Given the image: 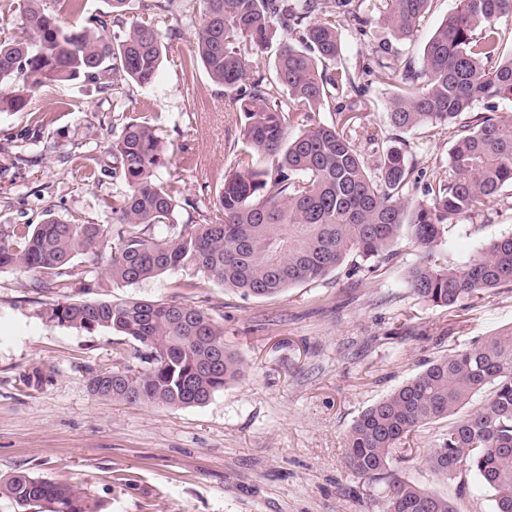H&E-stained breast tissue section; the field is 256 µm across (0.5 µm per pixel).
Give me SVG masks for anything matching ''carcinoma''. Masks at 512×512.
<instances>
[{
	"instance_id": "obj_1",
	"label": "carcinoma",
	"mask_w": 512,
	"mask_h": 512,
	"mask_svg": "<svg viewBox=\"0 0 512 512\" xmlns=\"http://www.w3.org/2000/svg\"><path fill=\"white\" fill-rule=\"evenodd\" d=\"M24 0L20 31L0 41V110L24 109L45 88L83 77L104 91L131 80L154 83L163 53L161 12H200L193 59L224 87L228 111L238 114L241 143L227 142L234 168L224 173L215 213L178 225L184 187L156 172L172 156L151 120H131L112 140V223L75 224L48 217L16 225L0 238V269L33 273L35 288H55L63 299L42 315L59 326L107 330L136 343L140 365L89 375L93 394L126 404L169 408L200 406L242 376L240 360L224 344V328L207 311L184 302L144 299H72L98 281L90 264L103 245L111 257L104 275L124 288L167 272H190L245 297L271 298L325 278L350 256H389L405 240L422 251L408 271L414 293L453 307L493 288H512V236L497 239L468 260L450 264L447 225L483 213L512 188V121L478 119L448 148V179H437L427 199H408L414 169L391 146L368 172L357 129L379 142L382 130L361 124L371 106L365 75L374 72L396 88L387 109L393 127L451 126L479 100H512V52L502 21L512 0H458L427 42L420 67L400 68L384 49L352 71L337 65L341 16L362 32L371 18L354 0H155L112 41L108 23L89 18L65 24L81 0ZM432 0H386L383 21L399 39L414 35ZM288 35L276 56V77L259 67L275 27ZM334 108L330 125L312 123L288 137L301 112ZM168 236L156 239L155 231ZM83 255L88 263L74 258ZM481 404L448 426L424 464L448 479L472 474L489 490L495 512H512V326L481 343L433 361L376 404L347 434V462L362 478L378 479L419 428L455 415L476 397ZM0 494L27 510L98 512L83 489L26 472L0 478ZM383 512H455L447 499L395 478Z\"/></svg>"
}]
</instances>
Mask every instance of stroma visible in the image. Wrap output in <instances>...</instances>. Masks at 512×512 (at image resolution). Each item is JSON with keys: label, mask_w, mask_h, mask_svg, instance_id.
I'll use <instances>...</instances> for the list:
<instances>
[{"label": "stroma", "mask_w": 512, "mask_h": 512, "mask_svg": "<svg viewBox=\"0 0 512 512\" xmlns=\"http://www.w3.org/2000/svg\"><path fill=\"white\" fill-rule=\"evenodd\" d=\"M456 0H433L417 32L396 39L380 22L384 0H364L374 21L358 32L338 21L343 65L358 67L379 45L399 64L419 65L435 29ZM198 21L162 14L167 50L155 83L125 82L115 95L77 79L46 88L22 111L0 112V144L42 117L41 140L18 147L24 164L0 176V234L45 216L86 224L112 221L111 175L91 179L87 169L107 162L115 103L130 119L161 113L159 134L173 151L160 180L181 178L201 209L233 166L226 142L239 136L224 89L203 68L188 69ZM375 108L366 121L384 145L404 149L414 166L413 199L424 197L431 175L448 174L455 131L490 114L512 117V101L475 102L454 129L423 125L393 128L386 105L394 89L369 85ZM193 159L183 167L182 157ZM512 235V191L482 215L448 227L445 260L468 259L490 242ZM378 271L344 262L324 279L273 298L243 297L201 280L177 288L167 273L125 288L101 279L97 299L138 298L188 302L224 327V341L242 361L243 375L202 406L170 409L130 405L93 395L90 371L133 362L135 345L116 352V336L46 322L45 304L57 293L31 288V274L0 270V477L25 471L81 486L102 512H381L382 480L360 478L348 467L345 440L368 407L422 371L512 326V290L497 288L448 309L424 301L407 283L419 257L404 241ZM441 418L413 436L405 462L390 471L447 498L455 512H494L476 477L466 489L428 469L423 457L448 428Z\"/></svg>", "instance_id": "1"}]
</instances>
